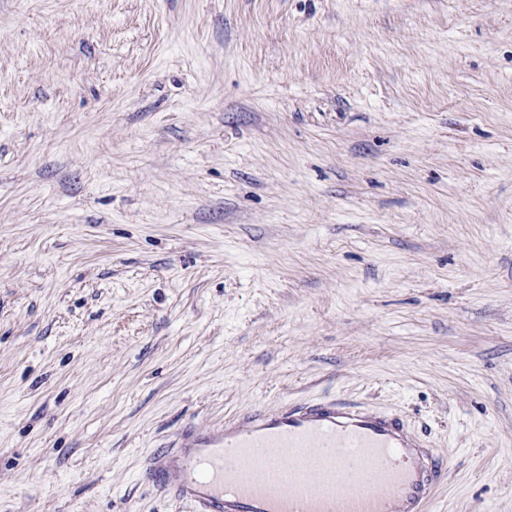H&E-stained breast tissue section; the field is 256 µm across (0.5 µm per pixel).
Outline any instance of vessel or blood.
Returning a JSON list of instances; mask_svg holds the SVG:
<instances>
[{
	"label": "vessel or blood",
	"mask_w": 512,
	"mask_h": 512,
	"mask_svg": "<svg viewBox=\"0 0 512 512\" xmlns=\"http://www.w3.org/2000/svg\"><path fill=\"white\" fill-rule=\"evenodd\" d=\"M443 474L401 416L334 399L187 428L143 471L194 512H424Z\"/></svg>",
	"instance_id": "vessel-or-blood-1"
}]
</instances>
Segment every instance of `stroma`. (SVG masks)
Segmentation results:
<instances>
[{
    "instance_id": "35a3bbf8",
    "label": "stroma",
    "mask_w": 512,
    "mask_h": 512,
    "mask_svg": "<svg viewBox=\"0 0 512 512\" xmlns=\"http://www.w3.org/2000/svg\"><path fill=\"white\" fill-rule=\"evenodd\" d=\"M315 397L512 512V0H0V512Z\"/></svg>"
}]
</instances>
